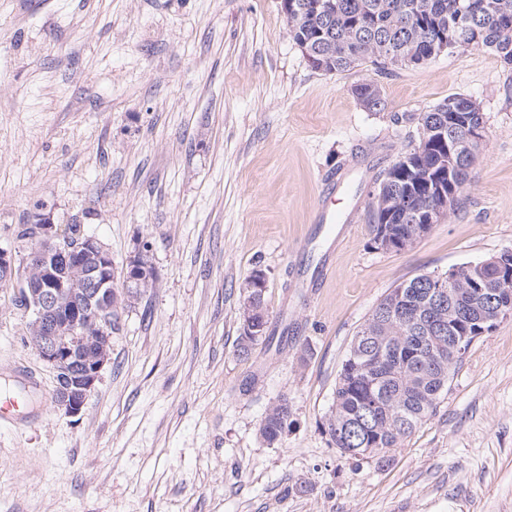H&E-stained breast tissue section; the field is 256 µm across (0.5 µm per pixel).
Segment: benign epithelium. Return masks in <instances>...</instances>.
<instances>
[{
  "instance_id": "benign-epithelium-1",
  "label": "benign epithelium",
  "mask_w": 512,
  "mask_h": 512,
  "mask_svg": "<svg viewBox=\"0 0 512 512\" xmlns=\"http://www.w3.org/2000/svg\"><path fill=\"white\" fill-rule=\"evenodd\" d=\"M35 226L33 246L22 264L14 248H0V280L17 288L24 312L36 318L34 351L63 381L54 392V402L67 416H77L94 389L108 361L105 352L93 347L109 339V312L117 298L112 274V255L97 239L85 238L80 245L94 258V268L83 286L72 287L67 268L72 251L63 246L60 225L44 210L31 215ZM139 254L126 261L125 285L142 286Z\"/></svg>"
}]
</instances>
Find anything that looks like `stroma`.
Here are the masks:
<instances>
[{"label":"stroma","mask_w":512,"mask_h":512,"mask_svg":"<svg viewBox=\"0 0 512 512\" xmlns=\"http://www.w3.org/2000/svg\"><path fill=\"white\" fill-rule=\"evenodd\" d=\"M365 80L385 110L357 103ZM453 94L484 114L481 159L449 217L377 249L370 193ZM331 186L332 238L316 222ZM40 207L85 225L118 272L149 242L157 279L120 310L75 417L0 287V383L24 384L20 364L38 377L0 429V512H512V318L400 447L356 460L324 431L351 340L392 288L512 251V66L494 52L325 74L280 0H0V246ZM256 270L273 340L244 358ZM283 396L294 423L270 446L259 424Z\"/></svg>","instance_id":"stroma-1"}]
</instances>
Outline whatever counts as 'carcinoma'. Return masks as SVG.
<instances>
[{"instance_id":"carcinoma-1","label":"carcinoma","mask_w":512,"mask_h":512,"mask_svg":"<svg viewBox=\"0 0 512 512\" xmlns=\"http://www.w3.org/2000/svg\"><path fill=\"white\" fill-rule=\"evenodd\" d=\"M288 33L309 51L308 64L325 74L351 70L367 61L420 66L450 49L485 47L512 65V0H292ZM357 101L370 111L386 102L377 84L352 87ZM485 125L472 99L450 95L419 117L422 129H448V142L432 147L422 141L398 156L409 173L392 163L382 175L388 180L383 206L372 213V240L384 233L400 239L414 234L416 213L440 204L433 186L417 183L410 171L418 162L448 165L434 171L448 182V194H459L483 151L469 137ZM88 260L72 255L69 276L83 280ZM493 293L496 303L512 314V282L501 281L499 264L488 258L475 267L459 266L451 275L425 272L397 284L376 306L353 337L336 381L325 431L331 443L350 458L373 457L396 448L431 416L458 362L480 337L484 297L472 282ZM442 305L432 302L435 291ZM265 288L247 290L240 312L237 352L249 354L260 340H269ZM293 424L288 397L271 405L259 425L268 445L281 442Z\"/></svg>"}]
</instances>
